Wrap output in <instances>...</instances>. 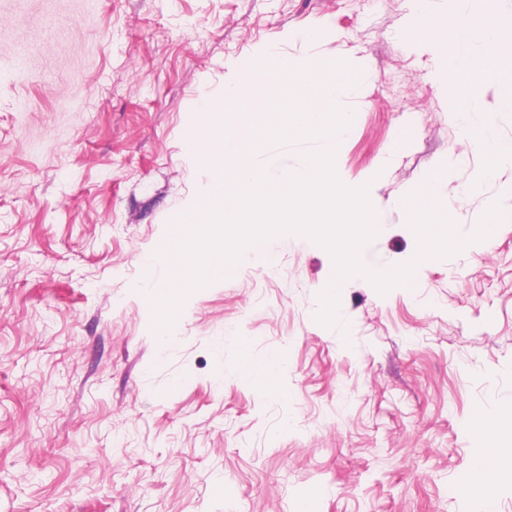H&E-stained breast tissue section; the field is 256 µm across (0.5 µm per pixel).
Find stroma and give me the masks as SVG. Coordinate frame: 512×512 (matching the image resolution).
Segmentation results:
<instances>
[{
  "mask_svg": "<svg viewBox=\"0 0 512 512\" xmlns=\"http://www.w3.org/2000/svg\"><path fill=\"white\" fill-rule=\"evenodd\" d=\"M412 9L0 0V512H512V478L464 490L474 413L512 403V167L474 182L485 159L448 115L440 52L397 35ZM267 48L364 76L336 163L381 202L370 259L409 261L398 200L441 174L469 192L461 233L494 201L511 217L426 260L418 291L345 281L332 326L329 251L270 238L277 276L242 251L160 335L144 295L211 174L186 146ZM245 348L280 359L282 396L241 377Z\"/></svg>",
  "mask_w": 512,
  "mask_h": 512,
  "instance_id": "35a3bbf8",
  "label": "stroma"
}]
</instances>
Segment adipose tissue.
I'll list each match as a JSON object with an SVG mask.
<instances>
[{
  "instance_id": "obj_1",
  "label": "adipose tissue",
  "mask_w": 512,
  "mask_h": 512,
  "mask_svg": "<svg viewBox=\"0 0 512 512\" xmlns=\"http://www.w3.org/2000/svg\"><path fill=\"white\" fill-rule=\"evenodd\" d=\"M400 33L407 39L433 43L445 53L450 50V37L456 33L481 44V52L468 59L465 72H458L453 60L448 59L444 75L451 119L486 158L475 179H496L499 167L512 162V140L493 136L490 122L474 121L473 116L484 111V88L489 84L495 88L498 111H512V33L503 34L479 12L452 9L445 14L436 13L428 0H418Z\"/></svg>"
}]
</instances>
